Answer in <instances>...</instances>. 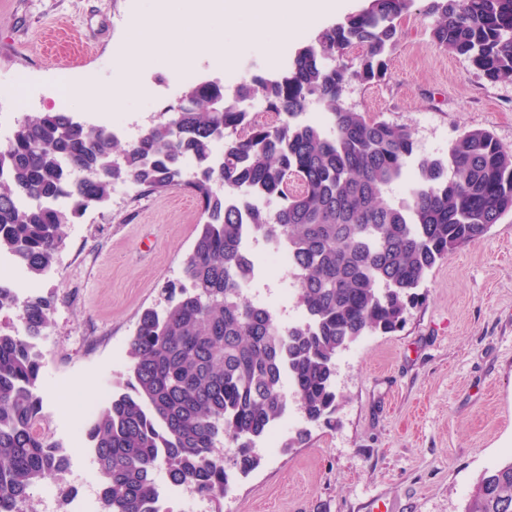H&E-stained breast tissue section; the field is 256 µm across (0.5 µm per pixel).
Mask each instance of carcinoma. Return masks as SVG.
<instances>
[{"mask_svg": "<svg viewBox=\"0 0 512 512\" xmlns=\"http://www.w3.org/2000/svg\"><path fill=\"white\" fill-rule=\"evenodd\" d=\"M414 0H365L320 30L272 78L227 93L205 81L178 109L120 145L112 129L68 112L26 115L0 144V252L32 282L54 265L62 227L118 183L184 189L202 224L165 306L145 309L128 342V374L81 431L99 512H154L155 475L222 500L228 471H255V448L288 409L336 426V357L360 337L406 323L430 272L512 212V149L481 128L448 156H416L413 132L342 105L345 87L386 74L399 20ZM431 41L486 79L512 82V0H425ZM261 97L260 122L243 104ZM316 108L321 120L304 115ZM194 166L186 172V161ZM410 181L409 194L388 197ZM263 203H254L255 198ZM285 244L305 319L282 327L245 299L255 259L244 234ZM51 303L0 283V512H31L32 491L68 465L44 431L42 353ZM464 512H512V461L482 473Z\"/></svg>", "mask_w": 512, "mask_h": 512, "instance_id": "carcinoma-1", "label": "carcinoma"}]
</instances>
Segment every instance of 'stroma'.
Returning a JSON list of instances; mask_svg holds the SVG:
<instances>
[{"instance_id":"35a3bbf8","label":"stroma","mask_w":512,"mask_h":512,"mask_svg":"<svg viewBox=\"0 0 512 512\" xmlns=\"http://www.w3.org/2000/svg\"><path fill=\"white\" fill-rule=\"evenodd\" d=\"M169 0H0V141L23 116L53 111L59 77L111 89L127 20ZM416 0L400 22L383 79L347 85L345 107L409 127L420 153L444 157L469 128L512 149V82H489L467 58L436 47ZM222 42L194 57L196 81L234 88ZM183 190L149 194L116 184L106 204L65 225L41 340L43 412L69 465L97 481L78 432L82 403L112 390L127 366L137 316L164 305L199 231ZM335 428L313 426L291 451L263 456L234 479L223 512H464L480 475L512 460V213L429 274L405 326L374 333L336 360Z\"/></svg>"}]
</instances>
